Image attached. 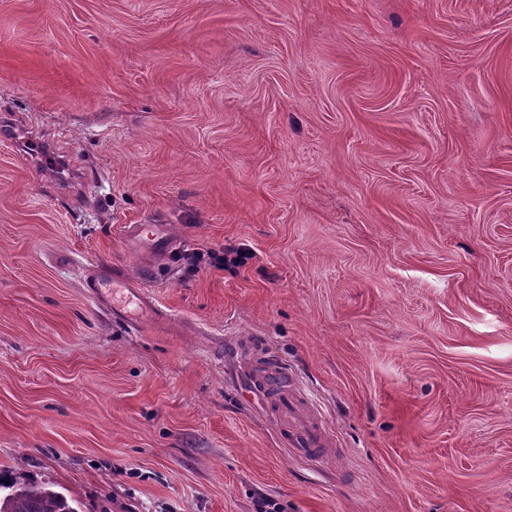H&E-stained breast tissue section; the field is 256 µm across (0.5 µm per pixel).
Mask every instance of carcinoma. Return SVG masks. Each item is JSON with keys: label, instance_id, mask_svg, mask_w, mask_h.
<instances>
[{"label": "carcinoma", "instance_id": "obj_1", "mask_svg": "<svg viewBox=\"0 0 512 512\" xmlns=\"http://www.w3.org/2000/svg\"><path fill=\"white\" fill-rule=\"evenodd\" d=\"M2 488L10 493L0 497V512H77L75 499L22 475L0 473Z\"/></svg>", "mask_w": 512, "mask_h": 512}]
</instances>
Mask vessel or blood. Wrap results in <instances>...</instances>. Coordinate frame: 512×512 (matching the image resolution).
<instances>
[{
  "label": "vessel or blood",
  "mask_w": 512,
  "mask_h": 512,
  "mask_svg": "<svg viewBox=\"0 0 512 512\" xmlns=\"http://www.w3.org/2000/svg\"><path fill=\"white\" fill-rule=\"evenodd\" d=\"M123 236L132 251L148 260L156 259L177 249L179 242L168 225H155L151 235H143L139 225L127 224ZM86 286L101 305H108L107 290L119 287L128 291L137 307L134 319L139 326L148 328L163 319L158 305L143 281L120 276L117 272L98 267L87 277ZM251 392L266 399L271 414L289 449L298 456L316 458L327 453L330 446L325 429L313 408L300 401L285 369L266 358L253 359L248 370Z\"/></svg>",
  "instance_id": "obj_1"
}]
</instances>
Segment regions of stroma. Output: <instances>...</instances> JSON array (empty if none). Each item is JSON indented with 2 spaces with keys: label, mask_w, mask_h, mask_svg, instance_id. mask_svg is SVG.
<instances>
[{
  "label": "stroma",
  "mask_w": 512,
  "mask_h": 512,
  "mask_svg": "<svg viewBox=\"0 0 512 512\" xmlns=\"http://www.w3.org/2000/svg\"><path fill=\"white\" fill-rule=\"evenodd\" d=\"M1 117L55 155L0 140V471L78 512H512V0H0ZM262 353L324 462L242 400ZM123 237L135 254L148 260L162 257L180 245L167 224H156L152 234L147 237L141 233L139 225L126 224L123 226ZM221 253L214 250L194 249L191 253L185 254L184 259L191 270H197L202 264L221 270L224 269V264L229 261L224 255V251ZM86 286L92 297L103 306L110 304L105 292H108L111 286L113 291L117 287L127 290L136 300L137 307L133 316L139 326L149 328L167 319L162 315V311L147 291L142 280L121 277L115 270L111 272L107 268L97 267L88 275Z\"/></svg>",
  "instance_id": "stroma-1"
}]
</instances>
